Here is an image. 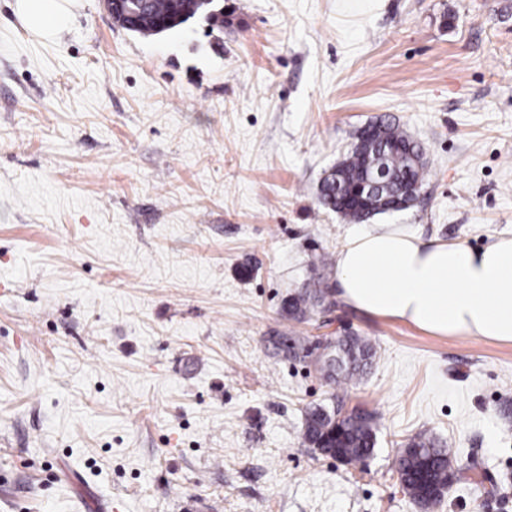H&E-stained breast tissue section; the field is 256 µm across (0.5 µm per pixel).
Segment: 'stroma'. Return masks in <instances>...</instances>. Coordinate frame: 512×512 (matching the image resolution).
<instances>
[{
  "mask_svg": "<svg viewBox=\"0 0 512 512\" xmlns=\"http://www.w3.org/2000/svg\"><path fill=\"white\" fill-rule=\"evenodd\" d=\"M0 0V512H512V343L334 302L356 224L318 185L366 124L420 142L416 202L375 216L478 249L512 233V0H216L153 37L80 0L53 39ZM377 350L345 386L279 336ZM373 416L352 466L307 409ZM472 470L422 510L396 452ZM331 294V288L323 281H317L313 284V288H307L298 296L286 299L283 304L284 311L292 315L304 319L311 315L316 308L325 304Z\"/></svg>",
  "mask_w": 512,
  "mask_h": 512,
  "instance_id": "35a3bbf8",
  "label": "stroma"
}]
</instances>
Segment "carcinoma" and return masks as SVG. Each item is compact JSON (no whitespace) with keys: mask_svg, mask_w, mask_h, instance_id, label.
<instances>
[{"mask_svg":"<svg viewBox=\"0 0 512 512\" xmlns=\"http://www.w3.org/2000/svg\"><path fill=\"white\" fill-rule=\"evenodd\" d=\"M214 3L184 6L178 0H152L153 16L168 23L166 31H172L198 14L211 22V29L222 32L224 20L212 13ZM114 20L124 29L144 36L156 35L153 26L142 22V17L128 10L117 13ZM371 136L387 146L386 163L395 175V181L383 191L384 203L379 212L390 210L400 198L402 189L412 185H422L425 174L423 148L407 133L391 121L373 124L361 130L358 137ZM359 143H354L338 163L342 183L350 190L361 181L364 166ZM319 200L323 206L341 214L351 223H361L364 215L360 210L345 203V194L336 191V184L326 183L319 190ZM331 294L328 284L318 281L303 293L284 301V311L294 317L304 319L316 308L325 304ZM278 345L285 355L297 358L310 356V347L291 337L280 336ZM336 354L327 355L321 370L328 379L342 383L352 379L371 366L375 357L373 347L358 336H344L333 346ZM302 438L309 445H320L322 453L346 463H357L368 459L375 447L376 433L372 421L366 415L352 411L338 415L322 407L309 409L305 416ZM411 448L423 450V458H411L404 462L400 480L406 492L424 507L440 502L444 493L445 476L453 466L454 452L442 448L434 438L421 435L409 443Z\"/></svg>","mask_w":512,"mask_h":512,"instance_id":"1","label":"carcinoma"}]
</instances>
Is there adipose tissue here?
<instances>
[{
	"label": "adipose tissue",
	"instance_id": "adipose-tissue-1",
	"mask_svg": "<svg viewBox=\"0 0 512 512\" xmlns=\"http://www.w3.org/2000/svg\"><path fill=\"white\" fill-rule=\"evenodd\" d=\"M78 0H15L33 35L69 28ZM337 295L348 307L411 323L435 336L512 343V235L471 250L424 240L398 224L351 236L337 251Z\"/></svg>",
	"mask_w": 512,
	"mask_h": 512
}]
</instances>
